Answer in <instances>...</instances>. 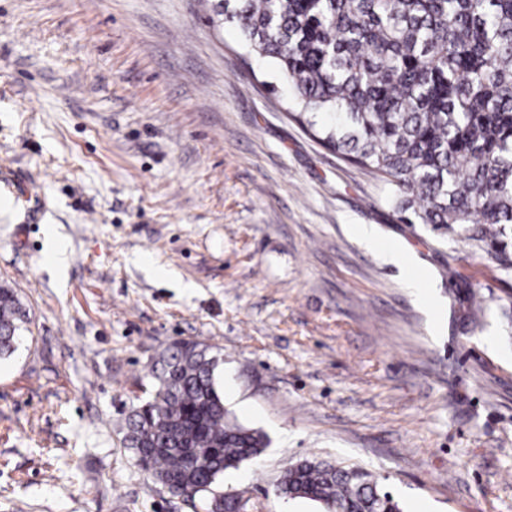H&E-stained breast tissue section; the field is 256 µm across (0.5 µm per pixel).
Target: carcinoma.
<instances>
[{
    "label": "carcinoma",
    "mask_w": 512,
    "mask_h": 512,
    "mask_svg": "<svg viewBox=\"0 0 512 512\" xmlns=\"http://www.w3.org/2000/svg\"><path fill=\"white\" fill-rule=\"evenodd\" d=\"M248 53L288 81L297 117L334 151L392 185L388 204L512 269V0H224ZM466 332L480 324L478 285L452 289ZM26 311L0 288V358L15 351ZM217 359L190 340L151 368L155 394L131 410L125 441L137 464L204 512H247L250 498L215 491L228 469L261 454L259 432L231 421ZM282 495L326 512H403L366 470L305 459Z\"/></svg>",
    "instance_id": "obj_1"
}]
</instances>
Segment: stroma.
<instances>
[{"instance_id":"1","label":"stroma","mask_w":512,"mask_h":512,"mask_svg":"<svg viewBox=\"0 0 512 512\" xmlns=\"http://www.w3.org/2000/svg\"><path fill=\"white\" fill-rule=\"evenodd\" d=\"M287 96L212 0H0V287L29 313L0 358V512H194L123 444L180 339L268 438L218 483L252 512H324L276 493L313 458L404 512H512V276L401 222ZM452 272L482 286L475 332Z\"/></svg>"}]
</instances>
